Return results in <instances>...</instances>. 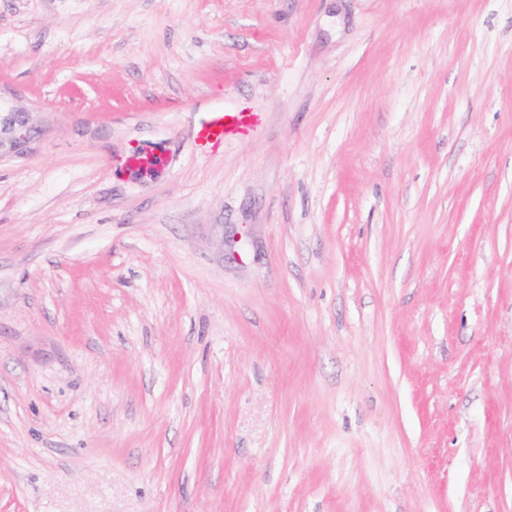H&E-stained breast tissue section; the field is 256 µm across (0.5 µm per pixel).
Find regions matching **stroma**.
<instances>
[{
    "mask_svg": "<svg viewBox=\"0 0 512 512\" xmlns=\"http://www.w3.org/2000/svg\"><path fill=\"white\" fill-rule=\"evenodd\" d=\"M0 99V512H512V0H0ZM32 114L23 109H5L0 99V160L23 158L34 151L41 129ZM256 123L254 112H210L194 131V144L201 150L222 145L230 136L245 133Z\"/></svg>",
    "mask_w": 512,
    "mask_h": 512,
    "instance_id": "stroma-1",
    "label": "stroma"
}]
</instances>
